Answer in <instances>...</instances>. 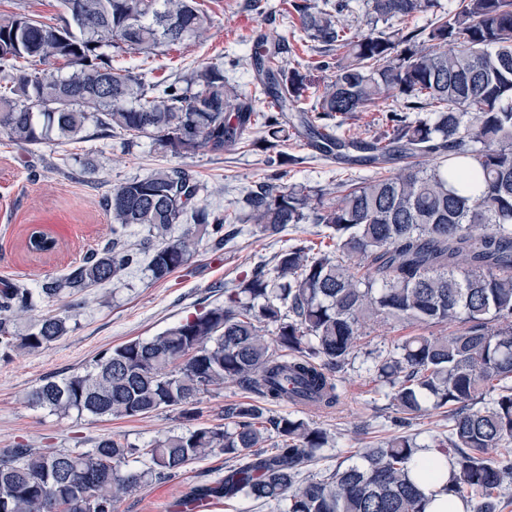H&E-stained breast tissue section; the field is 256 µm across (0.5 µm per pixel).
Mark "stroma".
Instances as JSON below:
<instances>
[{"label":"stroma","mask_w":512,"mask_h":512,"mask_svg":"<svg viewBox=\"0 0 512 512\" xmlns=\"http://www.w3.org/2000/svg\"><path fill=\"white\" fill-rule=\"evenodd\" d=\"M214 19L202 39L161 48L154 56L113 52L116 67L135 66L159 79L171 78L202 62L237 60L227 68L231 83L253 94V74L242 61L260 37L285 40L284 64L301 68L320 60L319 45L303 30L287 0H199ZM289 165L284 183L329 189L347 179L369 177L365 168L350 171L321 157L303 139L289 140ZM158 168H181L200 184V204L232 210L242 206L249 191L269 170L264 153L239 144L216 155L201 151L177 157L141 138L133 144L120 139L50 142L17 146L0 135V281L19 282L39 290L49 279L65 274L87 254L112 240L111 218L104 199L113 188ZM43 232L56 242L53 251L26 249L31 231ZM321 225L304 223L279 234L260 233L244 225L223 248L201 243L196 252L167 278L153 280L145 267L128 270L121 279L39 304V311L68 315L69 331L55 343L33 353L0 355V451L16 444L39 450L90 448L111 437L138 448L189 428L180 411L162 409L144 416L98 417L88 413L61 416L33 405L30 394L47 379H61L92 370L103 350L128 342L148 340L174 324L223 304L225 289L235 287L259 264L296 240H318ZM408 323L370 321L362 329L360 353H386L406 337L420 334ZM333 379L338 405L330 410L287 409L272 405L269 415L287 413L314 423L333 439L309 466L325 475L339 461L369 446L383 445L399 434L426 444L448 432V419L430 409L399 424L388 395L389 388L351 363ZM249 391L233 382L210 388L198 397L202 426L224 425L227 406L253 401ZM224 476V456L216 453L191 464L181 475L163 483L146 484L120 494L116 512H183L181 503L192 487Z\"/></svg>","instance_id":"stroma-1"}]
</instances>
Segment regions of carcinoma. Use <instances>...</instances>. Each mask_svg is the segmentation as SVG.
Here are the masks:
<instances>
[{"label": "carcinoma", "mask_w": 512, "mask_h": 512, "mask_svg": "<svg viewBox=\"0 0 512 512\" xmlns=\"http://www.w3.org/2000/svg\"><path fill=\"white\" fill-rule=\"evenodd\" d=\"M63 24L28 14H0V134L17 145L57 136L86 140L149 138L173 155L221 154L257 125L251 145L293 161L282 147L293 136L344 164L378 169L370 179L339 184L341 194L288 187L267 175L245 198L244 212H216L198 202L200 185L178 168L157 169L114 188L106 198L112 243L83 258L40 292L0 284V354L32 353L69 331L68 317L40 316L20 334L15 321L40 300L82 293L147 262L152 279L168 277L208 238L218 246L253 224L265 235L308 219L322 225L333 250L307 240L274 255L224 292V304L175 324L146 341L102 351L93 370L47 380L33 404L66 415L142 416L178 408L192 420L197 395L227 381L264 402L339 403L329 365L355 357L362 325L383 319L430 327L458 323L448 336L406 338L397 352L366 363L387 383L404 415L447 409L448 434L435 439L450 466L444 486L472 512H499L512 485V0H456L423 28L363 35L334 11L293 3L302 28L335 62L313 69L334 74L307 108L314 82L287 68L281 47L259 46L254 78L268 110L256 111L224 75L201 64L160 85L146 74L112 67L105 50L154 53L201 37L211 17L198 0H60ZM378 20H406L434 0H370ZM62 60L56 75L38 66ZM390 98L427 112L409 121L385 119V139L366 141L324 124L365 112ZM411 160L399 172L379 170ZM186 222L179 236L175 224ZM131 225L147 228L153 248L133 249ZM26 247L48 252L55 241L39 231ZM272 335L271 340L265 334ZM224 426H201L134 448L103 438L84 451L0 453V512H116V493L177 477L192 462L222 452L235 463L224 479L191 491L195 500L250 498L280 512H426L427 497L411 477L422 446L398 435L358 460L317 478L304 469L329 444L327 431L301 418H269L254 403L224 410ZM279 442L267 449L269 431Z\"/></svg>", "instance_id": "1"}]
</instances>
